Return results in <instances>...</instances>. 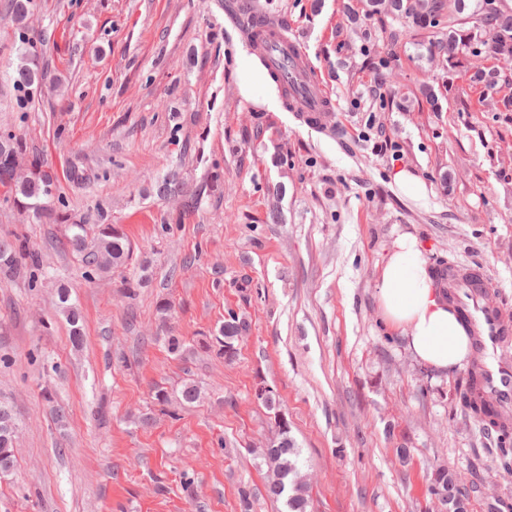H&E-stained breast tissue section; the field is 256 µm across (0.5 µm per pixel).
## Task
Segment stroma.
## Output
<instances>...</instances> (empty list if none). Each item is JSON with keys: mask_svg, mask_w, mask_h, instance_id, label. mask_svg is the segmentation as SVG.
<instances>
[{"mask_svg": "<svg viewBox=\"0 0 512 512\" xmlns=\"http://www.w3.org/2000/svg\"><path fill=\"white\" fill-rule=\"evenodd\" d=\"M226 3L33 0L29 35L63 97L13 88L20 44L0 18V132L62 176L70 222L116 225L134 246L96 274L57 247L64 225L0 201V238L42 257L37 279L0 278V400L19 423L0 512H241L242 487L252 512H286L254 453L274 421L260 382L301 450L312 512H443L427 492L439 466L461 475L468 512H507L512 438L461 406L465 369L429 370L384 326L376 283L409 231L430 267L480 266L512 310V112L472 79L511 75L512 60L446 66L423 33L365 16L361 0H259L302 37L332 95L318 132L276 86L243 96L238 63L254 53ZM72 168L85 181H66ZM398 168L425 183V202L400 193ZM173 172L195 211L158 194ZM62 286L83 319L78 349ZM232 312L244 327L227 361L199 344ZM165 324L189 353L169 351Z\"/></svg>", "mask_w": 512, "mask_h": 512, "instance_id": "35a3bbf8", "label": "stroma"}]
</instances>
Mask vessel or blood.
Returning <instances> with one entry per match:
<instances>
[{
    "mask_svg": "<svg viewBox=\"0 0 512 512\" xmlns=\"http://www.w3.org/2000/svg\"><path fill=\"white\" fill-rule=\"evenodd\" d=\"M265 57L274 70L286 61H303L301 44L282 34L270 40ZM287 109L308 126L323 128L334 102L329 90L311 69L291 70ZM448 292L471 330L473 373L480 395L490 406L498 426L512 427V312L491 297L482 269L452 263L444 270Z\"/></svg>",
    "mask_w": 512,
    "mask_h": 512,
    "instance_id": "b4317fda",
    "label": "vessel or blood"
}]
</instances>
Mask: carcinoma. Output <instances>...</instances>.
Wrapping results in <instances>:
<instances>
[{
    "instance_id": "obj_1",
    "label": "carcinoma",
    "mask_w": 512,
    "mask_h": 512,
    "mask_svg": "<svg viewBox=\"0 0 512 512\" xmlns=\"http://www.w3.org/2000/svg\"><path fill=\"white\" fill-rule=\"evenodd\" d=\"M391 9L403 18L408 19L413 27L429 32V50L451 65H456L459 56L468 49L474 57L481 55V48L496 55H511L512 45L502 40H512V14L502 11L495 5V0H482L479 5L481 26L468 32L458 28L460 15L466 5L464 0H389ZM31 0H7L6 15L22 30L26 28V20L30 11ZM23 50V64L17 69L15 79L18 88L29 89L40 85L48 79L47 70L39 66L38 54L34 42L20 35ZM11 143L10 151L0 156V188L3 189V200L22 205L33 211L38 219L45 218L51 223L62 219L54 207L52 200L56 196L58 185L52 174L36 165L24 171L18 162L22 151V140L8 133L0 135V141ZM59 247L81 256L94 266L101 274H108L112 269L124 265L132 257V247L127 236L112 224L99 225L98 232L88 237L82 224L68 225V233L58 241ZM40 254L30 248L26 241L0 239V274L6 277L15 276L24 266L39 269ZM67 320L71 326V342L79 345L83 342L82 327L79 325L80 315L71 307L66 308ZM229 319L224 322L220 335L210 337L200 343L205 350L215 349L218 356L231 360L234 354L230 349L235 347L243 324L234 312L228 313ZM461 405L488 428L497 424L485 415L481 399L475 393L474 378L469 375L461 382L459 389ZM262 404L274 412V433L266 447L258 449L267 466L269 480L266 492L269 496L285 499L288 512H308L311 507L309 485L301 481L300 449L290 437V427L286 418L277 414L279 400L276 396L262 401ZM16 424L11 409L0 404V474L10 473L15 466L14 437ZM453 491V498L461 499L458 477L444 467L433 473L428 493L448 500V491Z\"/></svg>"
}]
</instances>
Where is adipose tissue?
<instances>
[{
    "instance_id": "adipose-tissue-1",
    "label": "adipose tissue",
    "mask_w": 512,
    "mask_h": 512,
    "mask_svg": "<svg viewBox=\"0 0 512 512\" xmlns=\"http://www.w3.org/2000/svg\"><path fill=\"white\" fill-rule=\"evenodd\" d=\"M384 323L405 334L425 366L441 374L462 367L470 352L468 330L436 284L416 235L401 234L378 275Z\"/></svg>"
}]
</instances>
